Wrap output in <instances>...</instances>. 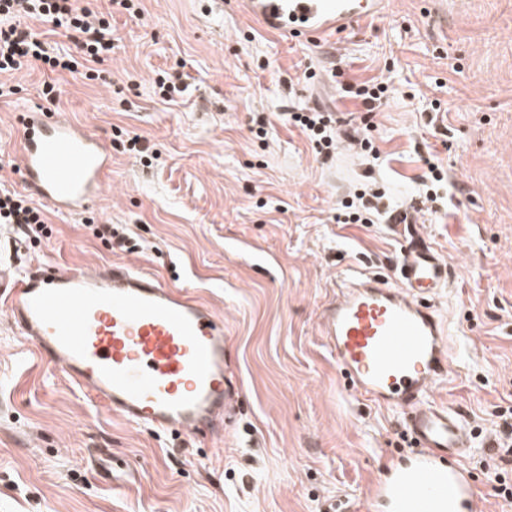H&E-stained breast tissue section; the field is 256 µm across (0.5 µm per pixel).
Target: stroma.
<instances>
[{
	"instance_id": "obj_1",
	"label": "stroma",
	"mask_w": 512,
	"mask_h": 512,
	"mask_svg": "<svg viewBox=\"0 0 512 512\" xmlns=\"http://www.w3.org/2000/svg\"><path fill=\"white\" fill-rule=\"evenodd\" d=\"M92 7L116 38L109 84L0 73L18 88L0 99V152L17 159L22 121L51 81L62 111L109 144L112 168L89 211L48 209L47 235L0 226V290L30 270L120 260L162 276L223 316L235 400L220 434L131 427L0 313V512H367L391 458L413 449L398 413L348 389L318 321L349 266L391 274L390 214L407 208L451 270L434 305L459 350L433 398L477 436L464 461L475 512H512L494 495L512 482L496 445L512 407V0H387L382 16L321 39L270 30L235 0H140L136 18L111 0ZM163 70L181 75L182 101L155 94ZM373 78L388 81L387 105L344 97ZM298 108L341 117L331 157L283 122ZM134 137L147 160L128 152ZM432 153L446 171L433 202L422 184ZM374 191L373 223H337L341 200ZM98 224L125 246L95 236ZM106 448L108 480L96 465Z\"/></svg>"
}]
</instances>
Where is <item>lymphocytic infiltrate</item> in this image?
<instances>
[{"instance_id": "1", "label": "lymphocytic infiltrate", "mask_w": 512, "mask_h": 512, "mask_svg": "<svg viewBox=\"0 0 512 512\" xmlns=\"http://www.w3.org/2000/svg\"><path fill=\"white\" fill-rule=\"evenodd\" d=\"M39 19L74 38L78 54L49 50L29 27ZM112 24L105 14L94 11L82 0H0V72H17L42 66L53 72L84 71L86 79L100 77L98 66L111 59ZM288 123L307 133L317 153L329 154L333 146L336 120L332 113L289 112ZM44 211L26 197L0 189V224H22L35 234H43Z\"/></svg>"}]
</instances>
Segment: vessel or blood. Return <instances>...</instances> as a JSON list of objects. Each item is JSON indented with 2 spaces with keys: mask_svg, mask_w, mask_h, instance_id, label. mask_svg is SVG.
I'll list each match as a JSON object with an SVG mask.
<instances>
[{
  "mask_svg": "<svg viewBox=\"0 0 512 512\" xmlns=\"http://www.w3.org/2000/svg\"><path fill=\"white\" fill-rule=\"evenodd\" d=\"M264 26L324 38L383 12L386 0H237ZM24 184L54 209L91 207L112 167L102 138L66 113L30 112L20 136ZM404 240L397 285L357 267L322 310L321 333L353 392L397 409L418 449L394 463L369 512H466L459 462L473 433L454 407L433 401L457 349L431 301L449 266L395 212ZM17 334L79 389L128 424L194 435L220 430L234 388L224 377V320L193 293L119 262L90 272L47 268L16 280L0 299Z\"/></svg>",
  "mask_w": 512,
  "mask_h": 512,
  "instance_id": "obj_1",
  "label": "vessel or blood"
}]
</instances>
